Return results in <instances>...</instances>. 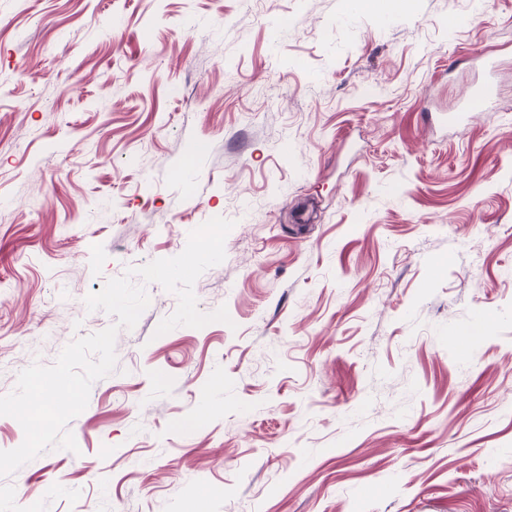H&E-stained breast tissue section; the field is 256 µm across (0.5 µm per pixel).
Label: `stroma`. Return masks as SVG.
I'll list each match as a JSON object with an SVG mask.
<instances>
[{"instance_id":"obj_1","label":"stroma","mask_w":512,"mask_h":512,"mask_svg":"<svg viewBox=\"0 0 512 512\" xmlns=\"http://www.w3.org/2000/svg\"><path fill=\"white\" fill-rule=\"evenodd\" d=\"M214 217L0 512H512V0H0V396ZM497 96V87L493 82L484 83L473 88L466 96L464 112L452 113L448 116V121L453 122L462 114L467 112H477L489 106Z\"/></svg>"}]
</instances>
